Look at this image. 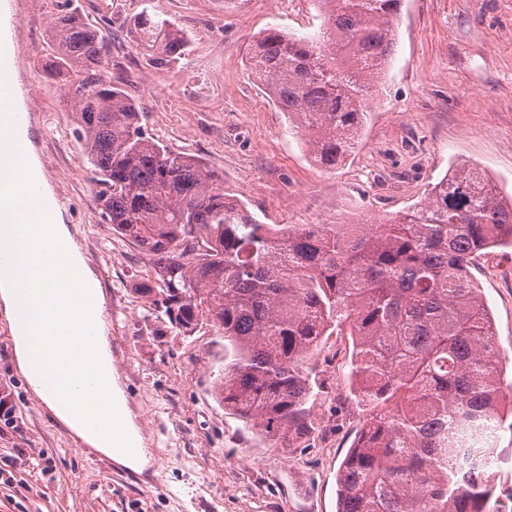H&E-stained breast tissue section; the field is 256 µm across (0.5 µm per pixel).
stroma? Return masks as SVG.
I'll list each match as a JSON object with an SVG mask.
<instances>
[{
    "mask_svg": "<svg viewBox=\"0 0 512 512\" xmlns=\"http://www.w3.org/2000/svg\"><path fill=\"white\" fill-rule=\"evenodd\" d=\"M105 28L114 82L139 105L146 136L200 160L229 198L264 224L378 222L427 197L450 166L478 168L512 197V0H402L391 61L346 164L316 165L301 132L254 82L249 42L270 28L314 35L317 0H76ZM149 11L188 47L169 68L148 65L130 23ZM51 0H0V37L21 50L13 73L31 112L33 156L70 202L66 224L97 274L112 338V369L151 458L144 472L88 451L46 412L18 373L0 317V395L18 416L0 423V512H337V472L362 423L347 395L351 346L329 337L308 366L325 382L308 448H274L215 396L224 337L208 321L182 333L137 291L148 256L102 223L91 166L72 135L62 79L51 76ZM473 278L512 364V248L476 259ZM484 512H512V433L498 432Z\"/></svg>",
    "mask_w": 512,
    "mask_h": 512,
    "instance_id": "stroma-1",
    "label": "stroma"
}]
</instances>
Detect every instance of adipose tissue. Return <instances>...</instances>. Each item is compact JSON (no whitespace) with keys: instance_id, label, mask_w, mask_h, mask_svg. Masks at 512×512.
Here are the masks:
<instances>
[{"instance_id":"obj_1","label":"adipose tissue","mask_w":512,"mask_h":512,"mask_svg":"<svg viewBox=\"0 0 512 512\" xmlns=\"http://www.w3.org/2000/svg\"><path fill=\"white\" fill-rule=\"evenodd\" d=\"M14 135L8 113H0V249L15 252L20 261L19 271L0 270V314L13 337L15 365L28 378L34 361L53 366L67 332L87 323L102 324L104 296L59 213L40 212L20 191L19 177L39 183L43 176L35 161L10 154ZM89 364L97 366L99 379L82 398H74L78 376ZM34 394L82 444L137 470L148 467L147 456L132 459L122 451L121 435L93 437L78 422L81 409L90 404L106 413L116 412L122 423L121 434L136 430L110 365L106 335H97L75 358L71 369L58 374L53 393L38 388Z\"/></svg>"}]
</instances>
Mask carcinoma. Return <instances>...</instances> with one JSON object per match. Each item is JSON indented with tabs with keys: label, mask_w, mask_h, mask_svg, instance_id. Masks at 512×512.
Here are the masks:
<instances>
[{
	"label": "carcinoma",
	"mask_w": 512,
	"mask_h": 512,
	"mask_svg": "<svg viewBox=\"0 0 512 512\" xmlns=\"http://www.w3.org/2000/svg\"><path fill=\"white\" fill-rule=\"evenodd\" d=\"M72 2L54 0L49 72L68 87L96 200L152 259L159 287L139 291L155 310L185 333L206 319L224 335V406L260 438L301 447L317 430L305 362L325 337L349 336L350 391L365 416L338 470L337 512H484L486 471L453 462L493 456L484 435L512 432V409L501 408L493 320L470 266L491 246L512 247V200L485 175L474 185L462 164L381 224H261L202 162L145 136L136 102L112 83L104 34ZM317 2L320 37L269 29L248 61L314 159L335 170L392 55L401 0ZM132 38L157 68L186 47L146 10Z\"/></svg>",
	"instance_id": "1"
}]
</instances>
